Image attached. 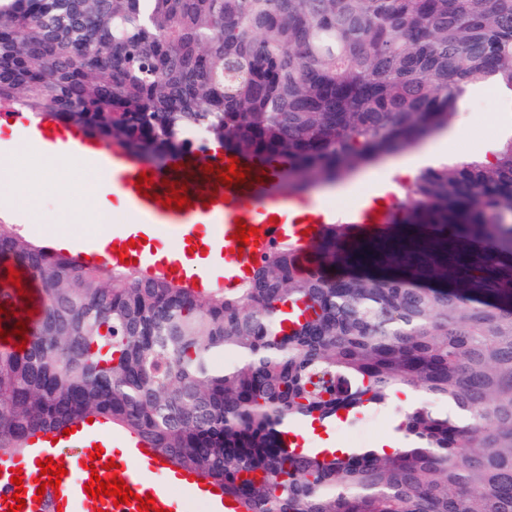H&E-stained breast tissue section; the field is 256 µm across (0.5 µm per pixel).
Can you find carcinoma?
Returning <instances> with one entry per match:
<instances>
[{
  "label": "carcinoma",
  "mask_w": 512,
  "mask_h": 512,
  "mask_svg": "<svg viewBox=\"0 0 512 512\" xmlns=\"http://www.w3.org/2000/svg\"><path fill=\"white\" fill-rule=\"evenodd\" d=\"M474 86L512 92V0H0L1 108L154 166L216 140L279 163L294 194L448 127ZM384 214L206 294L0 224V328L27 326L25 350L0 341V459L91 417L244 512H512V138L427 169ZM403 387L424 400L394 452L285 442Z\"/></svg>",
  "instance_id": "cac0c4a2"
}]
</instances>
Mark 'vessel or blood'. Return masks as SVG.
<instances>
[{
	"instance_id": "1",
	"label": "vessel or blood",
	"mask_w": 512,
	"mask_h": 512,
	"mask_svg": "<svg viewBox=\"0 0 512 512\" xmlns=\"http://www.w3.org/2000/svg\"><path fill=\"white\" fill-rule=\"evenodd\" d=\"M13 122L27 129V143L48 144L59 150L79 156L87 165L105 168L111 176L110 188L114 199L123 206L124 218L112 226V243L105 248L83 251L86 261L119 268L122 258L138 260L149 265L154 261L151 245L156 235L180 241L184 247L198 254L201 265L192 278L198 290L232 288L250 275L254 264L271 247L301 236L302 229L315 228L326 223L329 214L319 208L306 215L302 224L285 223L284 218L294 206L296 198L284 189L280 177L273 170L261 171L246 159L231 160L222 154L201 159L194 154H181L172 164L162 168L109 147L106 142L82 134H74L60 122L40 120L28 123L22 113L0 109V122ZM243 169L242 182L223 184L221 175L230 165ZM150 173L153 183L150 196L140 195L135 187L142 173ZM180 183L189 202L182 207H165L163 197L169 196V183ZM258 228L256 239L247 246H239L234 238L240 226ZM137 240V247H129V240ZM124 247V255H117V247ZM43 451L39 459H46L47 446L55 444L73 449L74 454L64 460L66 469L59 488L39 490L33 471L26 460L16 458L0 462V512H8L9 496L15 493L11 481L13 469H21L26 494L23 512H138L136 503L114 505L112 498L88 497L84 486L91 474L109 478L106 468L111 458L106 447L112 441L111 430L103 425L80 428L74 433L52 437L42 436ZM103 446L100 458H93L95 446ZM128 453L120 462L119 476L130 490L139 496H152L162 512H177L172 487H186L208 503L214 512H225L222 492L203 478L177 468L135 437H127ZM162 477L160 485L146 488L148 475Z\"/></svg>"
}]
</instances>
